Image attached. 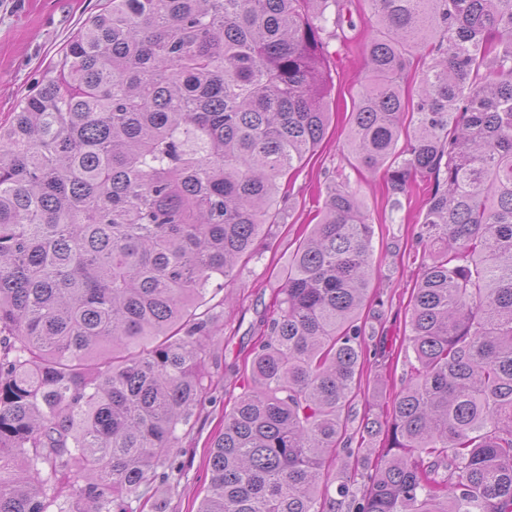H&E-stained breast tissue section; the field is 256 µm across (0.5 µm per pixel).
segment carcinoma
Masks as SVG:
<instances>
[{
	"mask_svg": "<svg viewBox=\"0 0 512 512\" xmlns=\"http://www.w3.org/2000/svg\"><path fill=\"white\" fill-rule=\"evenodd\" d=\"M338 0H106L0 123V512H126L213 382L208 287L277 224L329 125ZM347 151L392 206L433 181L415 365L357 447L373 224L327 189L210 443L199 512H512V0H371ZM419 56L417 95L405 94ZM347 471L355 482L350 485V494L348 497L343 498L337 493V486L344 480L342 477L343 471ZM333 472H336V483L331 487V495L336 498V512H348L349 504L352 498H360L364 490V480L361 478L363 469L358 465L354 458L348 459L343 453L336 457V465L333 467Z\"/></svg>",
	"mask_w": 512,
	"mask_h": 512,
	"instance_id": "carcinoma-1",
	"label": "carcinoma"
}]
</instances>
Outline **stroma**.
Segmentation results:
<instances>
[{
    "label": "stroma",
    "instance_id": "1",
    "mask_svg": "<svg viewBox=\"0 0 512 512\" xmlns=\"http://www.w3.org/2000/svg\"><path fill=\"white\" fill-rule=\"evenodd\" d=\"M104 2L0 0V122H8L19 102L54 76L68 41ZM341 3L342 10L326 11L330 33L324 59L330 76L327 133L294 181L284 222L265 225L256 254L238 263L233 284L215 291L223 309L215 346L218 365L213 369L217 388L211 402L197 410L193 427L183 438L177 471L169 482L131 495L126 501L128 512H151L154 500L162 503L163 512H197L210 479L208 444L224 424L225 408L241 392L234 369L243 366L261 335L262 320L282 286L281 271L314 216L317 199L332 185L348 183L373 224L374 274L360 318L367 345L382 349L381 357L365 364L352 393L345 412L347 435L359 434L367 417L390 401L410 372L403 337L412 290L421 276L413 255L426 193L414 191L401 207H392L380 176L357 169L347 153L350 112L364 84L372 4L370 0ZM339 13L350 19V26L335 28L333 20Z\"/></svg>",
    "mask_w": 512,
    "mask_h": 512
}]
</instances>
